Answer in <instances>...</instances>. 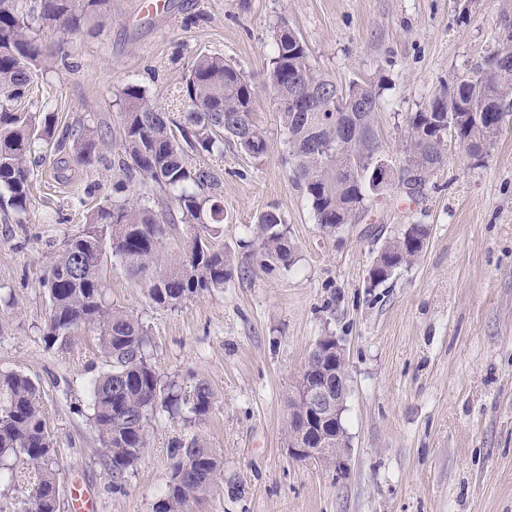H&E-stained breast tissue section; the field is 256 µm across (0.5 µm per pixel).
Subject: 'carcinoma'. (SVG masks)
Here are the masks:
<instances>
[{"label":"carcinoma","mask_w":512,"mask_h":512,"mask_svg":"<svg viewBox=\"0 0 512 512\" xmlns=\"http://www.w3.org/2000/svg\"><path fill=\"white\" fill-rule=\"evenodd\" d=\"M107 0H39L36 16L22 0H0V191L17 213L30 201L31 163L37 150L61 152L73 140L75 160L90 168L98 161L94 141L67 127L57 135L54 113L23 112L14 102L25 97L32 69L45 56L37 28L53 27L66 35L81 32L102 12ZM276 49L268 79L278 85L275 105L284 128L293 178L307 196L315 220L327 234L366 211L381 196L371 181L374 158L381 156L375 126L383 82L353 80L340 87L314 70L307 45L281 21L274 31ZM492 56L451 79L450 93H439L407 117L406 164L398 186L408 197L423 192L448 159V125L433 123L460 104L479 105L493 93L501 106L473 130L461 123L459 146L490 150L503 127L512 123V66L495 70ZM120 167L128 180L152 183L173 193L176 220L199 227L191 246L170 268L152 271L166 233L164 221L139 196L107 199L86 216V228L63 238L44 280L50 314L45 336L66 342L82 325L99 330L98 345L109 368L89 382L90 408L100 448L112 474V490L124 489L125 471L139 460L146 445V422L158 407H186L195 417L208 413L210 387L198 383L182 400L163 384L146 356L148 337L137 318L110 307L104 299L108 257L118 258L132 277H149L148 295L159 307H174L189 297L224 286L230 276L224 252L204 244L223 230L224 205L219 179L192 156H224L221 145L235 144L252 158L268 144L253 112L255 86L235 65L218 54H199L177 89L173 109L178 123L139 84L122 89ZM256 234L268 261L282 268L294 262L295 245L281 214L271 208L257 217ZM429 227L417 224L407 238L394 236L379 249L377 272L391 265L412 264L421 254ZM336 369V356L311 353L306 375L316 378ZM53 435L47 428L40 390L28 376L0 371V464L23 456L33 473L32 495L18 512H58L59 479L52 469ZM173 471L158 512H194L218 483L220 465L212 449L193 437L170 448Z\"/></svg>","instance_id":"cac0c4a2"}]
</instances>
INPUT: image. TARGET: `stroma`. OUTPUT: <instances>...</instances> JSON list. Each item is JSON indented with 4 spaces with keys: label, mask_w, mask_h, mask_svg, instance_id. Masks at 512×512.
<instances>
[{
    "label": "stroma",
    "mask_w": 512,
    "mask_h": 512,
    "mask_svg": "<svg viewBox=\"0 0 512 512\" xmlns=\"http://www.w3.org/2000/svg\"><path fill=\"white\" fill-rule=\"evenodd\" d=\"M503 9V0H472L464 15L455 0H166L156 14L137 0H108L75 37L43 32L47 51L66 53L69 64L35 70L20 108L45 107L59 127L83 128L100 161L89 169L73 150L45 151L24 217L0 209V370L27 375L41 391L61 512H76L86 491L98 512H155L172 473L169 449L193 436L222 463L196 512H512V125L483 162L452 147L423 195L390 188L327 236L285 161L266 79L271 30L282 20L337 83L385 79L375 125L397 171L407 115L482 62ZM200 53L224 56L255 85L268 151L255 159L228 144L223 158H197L221 181L224 231L211 243L231 260L223 287L159 308L148 278L118 262L107 270L105 301L143 325L161 379L180 394L200 382L213 394L199 418L154 412L147 446L116 492L86 391L108 364L92 327L69 343L47 342L43 279L57 242L82 231L87 209L123 177L124 85L170 104ZM75 196L85 207L73 206ZM270 208L297 247L287 269L268 268L254 241L257 217ZM407 224L429 225L423 252L369 287L380 247ZM323 336L337 338L349 372L348 448L337 466L288 453L291 395Z\"/></svg>",
    "instance_id": "1"
}]
</instances>
